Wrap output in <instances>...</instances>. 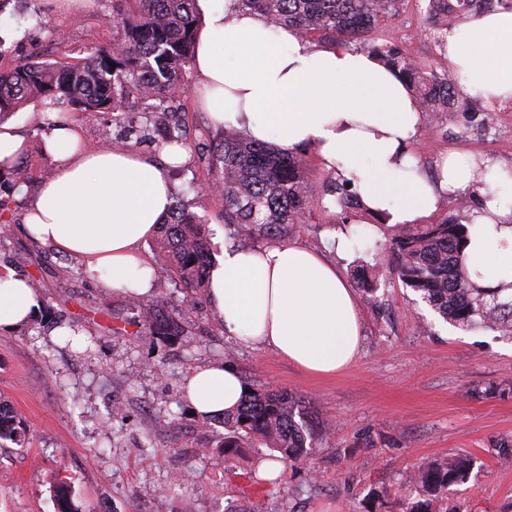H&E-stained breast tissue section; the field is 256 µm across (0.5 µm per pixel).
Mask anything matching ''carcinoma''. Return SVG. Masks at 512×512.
<instances>
[{"label":"carcinoma","instance_id":"obj_1","mask_svg":"<svg viewBox=\"0 0 512 512\" xmlns=\"http://www.w3.org/2000/svg\"><path fill=\"white\" fill-rule=\"evenodd\" d=\"M237 7L259 12L273 32L294 27L302 37L352 44L396 18L405 0H234ZM481 7L478 0H428L425 31L443 47L448 35V14L459 15ZM102 20L112 21V42L76 63L19 61L0 70V119L31 101L85 113H110L121 132L112 147L127 149L131 135L147 132L156 148H190L183 115L176 105L187 92L184 76L196 52L200 28L198 0H112ZM363 50L406 80L407 86L430 112L473 107L459 99L458 75L437 72L413 59L395 40L363 44ZM211 180L191 183L192 202L174 205L159 226L154 250L161 269L173 281L195 293L207 288L212 245L197 209L209 192L224 199V223L231 227L233 246L255 241L282 240L296 224L306 223L313 197L305 175V154L247 139L233 128L209 154ZM23 164L9 172L0 185L7 195L17 192ZM322 192L340 208L339 223L364 210L353 181L341 176L323 182ZM471 226L457 215L433 224L391 227L388 241L390 274L418 293L445 320L467 328H484L512 337V298L501 288H478L467 278L463 251ZM138 323L147 336H178V323L153 306L133 298ZM229 455L247 444L272 448L293 464L311 454L313 434L306 425L302 400L272 389H249L239 406L220 417ZM27 429L11 407L0 402V439L23 445ZM469 460L432 462L408 477L415 496L403 512H442L441 502L450 487L467 479ZM57 512H79L68 484L56 486Z\"/></svg>","mask_w":512,"mask_h":512}]
</instances>
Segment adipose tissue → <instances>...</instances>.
<instances>
[{"label":"adipose tissue","mask_w":512,"mask_h":512,"mask_svg":"<svg viewBox=\"0 0 512 512\" xmlns=\"http://www.w3.org/2000/svg\"><path fill=\"white\" fill-rule=\"evenodd\" d=\"M194 68L199 99L212 121L248 138L312 147L322 165L353 180L364 203L388 223L414 224L443 196L469 188L473 164L449 156L433 180L409 154L420 107L405 83L375 56L348 47L311 45L296 29L270 32L264 17L231 0H203ZM463 90L490 101L512 99V0L467 16L449 29L443 51ZM52 176L38 186L23 228L35 241L74 258L116 292L144 298L153 267L141 246L170 207L172 164L130 150H90L79 126L58 121L44 138ZM465 250L470 281L512 284V190L476 214ZM209 305L230 337L270 349L306 372L332 376L356 355L362 316L336 265L298 244L240 250L225 245L212 264ZM41 298L27 279L0 270V331L34 318ZM246 393L221 362L193 369L184 399L200 417L235 408Z\"/></svg>","instance_id":"1"}]
</instances>
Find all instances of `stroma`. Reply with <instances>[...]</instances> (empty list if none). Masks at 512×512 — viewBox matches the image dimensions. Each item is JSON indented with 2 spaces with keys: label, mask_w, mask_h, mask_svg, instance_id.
I'll list each match as a JSON object with an SVG mask.
<instances>
[{
  "label": "stroma",
  "mask_w": 512,
  "mask_h": 512,
  "mask_svg": "<svg viewBox=\"0 0 512 512\" xmlns=\"http://www.w3.org/2000/svg\"><path fill=\"white\" fill-rule=\"evenodd\" d=\"M426 8L427 0H406L370 38L397 40L443 71L448 62L424 30ZM102 11L101 0L74 13L50 0H11L0 11V69L90 55L112 39ZM186 82L189 142H219L198 99L197 73L188 71ZM53 119L36 101L11 116L29 143L24 176L32 190L54 170L43 150ZM478 120L471 112H422L411 155L430 172L451 152L494 172L512 168V112L495 113L482 130ZM307 161L315 201L288 240L336 263L364 323L359 355L331 378L228 337L205 296L174 287L162 271L147 301L176 316L184 333L143 335L126 295L25 235L19 218L28 201L10 196L18 221L0 237V269L36 280L43 307L27 326L0 332V399L28 430L24 446L0 443V512H56L53 490L63 481L81 512H402L408 475L458 456L474 466L448 491L449 512H512V458L498 452L512 443V339L443 321L393 279L389 224L362 213L338 223L337 207L320 201L330 172L315 154ZM338 234L358 249L337 251ZM362 265L372 268L376 294L355 277ZM224 359L245 384L304 401L314 449L306 462L284 465L276 481L258 474L271 450L223 457V424L192 415L182 400L189 370Z\"/></svg>",
  "instance_id": "1"
}]
</instances>
